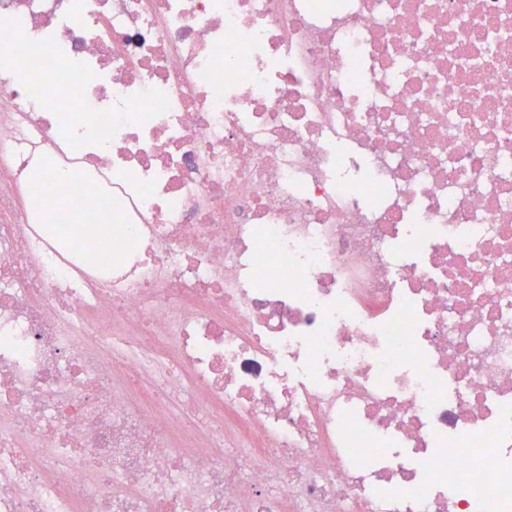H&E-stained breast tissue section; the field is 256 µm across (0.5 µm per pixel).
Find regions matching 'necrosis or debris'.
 I'll list each match as a JSON object with an SVG mask.
<instances>
[{
  "instance_id": "4bbe7bcc",
  "label": "necrosis or debris",
  "mask_w": 512,
  "mask_h": 512,
  "mask_svg": "<svg viewBox=\"0 0 512 512\" xmlns=\"http://www.w3.org/2000/svg\"><path fill=\"white\" fill-rule=\"evenodd\" d=\"M0 45V512H512V0H0Z\"/></svg>"
}]
</instances>
